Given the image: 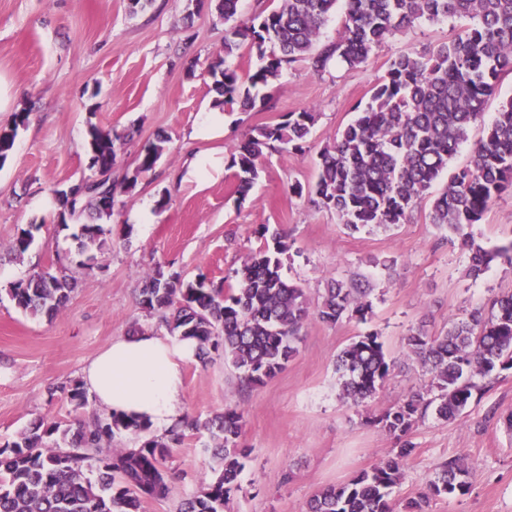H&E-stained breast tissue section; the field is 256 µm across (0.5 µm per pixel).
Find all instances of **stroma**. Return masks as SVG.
Instances as JSON below:
<instances>
[{
    "mask_svg": "<svg viewBox=\"0 0 512 512\" xmlns=\"http://www.w3.org/2000/svg\"><path fill=\"white\" fill-rule=\"evenodd\" d=\"M464 25L452 19L414 26L354 70L333 64L316 72L308 61L293 63L261 89L264 105L248 112L224 108L223 130L203 134L201 117L217 98L209 65L224 51V23L212 0H152L138 13L129 0H0V128L16 113L27 114L0 167V273L12 282L36 267L64 266L78 281L70 301L50 317L24 314L0 295V444L42 416L66 426L91 422L101 412L96 402L74 407L60 387L79 379L84 363L132 325L155 327L157 314L138 304L144 274L169 266L223 286L242 257L263 246L259 229L266 224L286 232L282 274L304 289L310 306L320 302L328 278H356L371 290L372 311L366 321L333 326L309 317L297 357L254 389L242 388L223 359L185 364L188 419L228 405L244 414L238 445L250 454L226 512H306L318 489L386 459L394 441L374 417L428 380L418 362L405 359L409 330L423 323L437 333L450 320L489 309L512 293V262L500 258L481 276H470L469 251L430 218L432 199L447 179L433 184L404 223L358 232L290 187L315 181L320 150L354 118L355 107L369 101L393 58L445 42ZM510 96L507 73L500 98L489 100L483 121L470 127L449 173L467 166L501 98ZM305 109L315 122L303 151L267 153L248 196L239 197L228 160L242 133ZM92 125L125 137L112 167L116 179L133 171L157 136L166 143L156 168L116 197L111 238L89 250L83 267L78 228L56 223L53 191L86 173ZM26 227L33 242L19 258L11 241ZM468 231L488 249L512 243V189ZM372 331L397 366L374 398L356 407L339 395L336 356ZM182 433L166 462L170 499L143 501L141 512H175L177 501L214 478L210 434L188 427ZM409 439L415 452L391 494L394 512H405L437 467L457 457L470 467V490L432 500L430 512H512V369L496 372L481 399L456 420L419 419Z\"/></svg>",
    "mask_w": 512,
    "mask_h": 512,
    "instance_id": "stroma-1",
    "label": "stroma"
}]
</instances>
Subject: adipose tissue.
Segmentation results:
<instances>
[{"label": "adipose tissue", "instance_id": "ef3b65f1", "mask_svg": "<svg viewBox=\"0 0 512 512\" xmlns=\"http://www.w3.org/2000/svg\"><path fill=\"white\" fill-rule=\"evenodd\" d=\"M195 340L154 330L113 339L84 367V388L106 408L156 430L183 419L182 367L196 358Z\"/></svg>", "mask_w": 512, "mask_h": 512}]
</instances>
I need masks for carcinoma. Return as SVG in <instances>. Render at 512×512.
Returning a JSON list of instances; mask_svg holds the SVG:
<instances>
[{
  "label": "carcinoma",
  "mask_w": 512,
  "mask_h": 512,
  "mask_svg": "<svg viewBox=\"0 0 512 512\" xmlns=\"http://www.w3.org/2000/svg\"><path fill=\"white\" fill-rule=\"evenodd\" d=\"M238 2L217 0L215 5L225 25L224 56L212 61L210 74L220 96L217 103L243 111L254 109L258 89L279 79L295 62L307 59L320 72L336 58L355 69L388 38L417 24L469 20L448 41L393 58L369 101L355 107L356 118L320 151L310 194L352 232L403 223L447 171L471 125L482 118L487 101L498 94L501 75L512 72V0H280L269 13L250 17L238 14ZM341 2V33L336 41L315 48L322 27ZM245 41L259 60L246 83L226 64V57ZM15 119L0 129L13 132L0 142L3 163L27 116L18 113ZM313 125V113L304 109L288 113L279 123L249 128L228 162L240 198L258 179L266 154L277 148H303ZM88 141L96 145L97 165L73 183L76 192L87 187L92 172H112L123 137L92 125ZM162 152L158 142L145 147L135 173L113 182L116 195L133 191L139 176L155 169ZM508 186L512 187V97L501 102L484 137L472 148L469 164L432 202V223L462 240L471 253L470 273L475 278L498 257L512 253V242L488 250L465 233ZM92 204L99 215H112L108 204L93 197L79 209L64 207L57 213L61 226H79L76 238L83 245L104 244L111 234L103 224L81 222ZM32 240L31 230H20L11 251L23 256ZM287 250L283 235L273 234L272 243L241 258L240 266L225 277L224 289L210 285L203 275L187 280L157 266L144 276L138 303L157 313L158 326L171 335L196 340L201 364L222 355L242 386L259 387L298 354L309 316L303 288L281 273V255ZM76 286L66 269L41 268L10 283L6 293L22 312L51 316L66 305ZM371 308L368 289L332 278L315 315L335 325L345 318L364 321ZM405 345L407 356L425 368L430 380L373 420L398 447L346 483L319 489L309 499L307 512H392L390 494L415 451L407 436L417 419L429 411L443 421L458 418L474 393L484 389L475 378L488 381L493 372L512 369V294L496 299L486 312H470L440 334H431L422 325L412 328ZM394 366L376 334L355 337L336 356L341 396L362 405L384 386ZM61 391L79 407L88 402L79 381ZM242 419L240 409L226 407L190 423L217 440L212 455L220 461V470L181 502L177 512H224L239 488L241 459L247 455V449L237 447ZM180 429L177 425L166 437L151 436L132 448H116L117 435L143 433L148 427L112 413L75 430L51 418L34 421L15 440L0 446V512H140L143 500L169 497L171 479L165 463L171 444L182 438ZM89 472L95 478L88 477ZM469 477V468L455 459L442 464L427 490L407 503V512H428L437 497L465 494Z\"/></svg>",
  "instance_id": "cac0c4a2"
}]
</instances>
